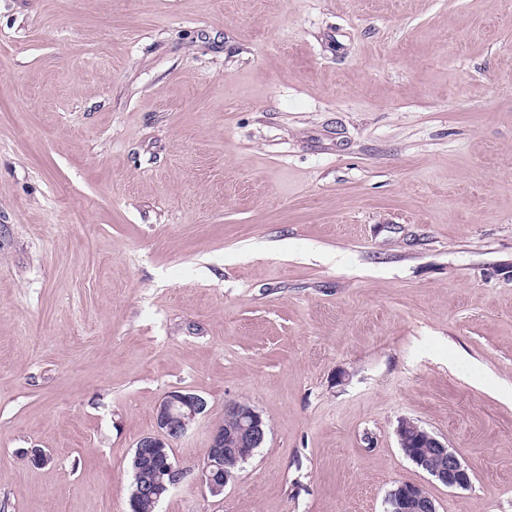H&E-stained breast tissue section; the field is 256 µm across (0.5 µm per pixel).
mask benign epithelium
Instances as JSON below:
<instances>
[{
    "instance_id": "obj_1",
    "label": "benign epithelium",
    "mask_w": 512,
    "mask_h": 512,
    "mask_svg": "<svg viewBox=\"0 0 512 512\" xmlns=\"http://www.w3.org/2000/svg\"><path fill=\"white\" fill-rule=\"evenodd\" d=\"M206 400L189 390L168 391L154 410L155 432L142 437L136 444L131 466L134 469L135 488L130 496V508L137 507L145 494L160 498L184 477L165 452L173 440L184 436L192 424L205 413ZM224 425H216L211 434L207 458L200 466L201 480L213 496L224 493V487L236 477L227 469L224 459L230 457L245 462L253 451L266 440L267 429L262 415L247 404L234 403L224 409ZM399 443L413 435L422 448L429 449L434 462L424 464L426 472L448 488L470 485L469 469L448 445L411 421L400 423ZM387 504L392 512H438L435 501L421 492V487L402 482L390 491Z\"/></svg>"
}]
</instances>
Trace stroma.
<instances>
[{"mask_svg": "<svg viewBox=\"0 0 512 512\" xmlns=\"http://www.w3.org/2000/svg\"><path fill=\"white\" fill-rule=\"evenodd\" d=\"M175 388L157 512H512V0H0V512H130ZM206 400L186 389L168 391L160 400L154 410L155 432L142 437L136 444L131 466L134 469L135 488L130 496V508L133 512H156L159 499L184 477L183 469L177 467L169 458V444L184 436L192 424L205 413ZM158 455L162 458L160 467L154 466L151 470H144V459L154 460ZM148 494L149 496H144ZM141 498V499H140ZM140 499V500H139ZM139 500V502H138ZM234 419V423L227 422ZM267 429L262 415L247 404L225 406L224 425H216L211 434L207 458L200 466L201 480L212 496L222 495L224 487L236 477L227 469L224 457L246 462L266 440ZM400 447L405 440L414 435L418 438L419 448H431L429 456L435 461L427 464L418 461L426 468V472L436 481L449 488H465L470 485L471 478L469 469L464 465L456 454L448 448L446 443L440 441L437 437L429 433L427 430L411 421H402L397 430ZM411 437V442L416 443V438ZM418 485L402 482L390 491L386 503L391 508L388 512H438L435 501L421 492Z\"/></svg>", "mask_w": 512, "mask_h": 512, "instance_id": "35a3bbf8", "label": "stroma"}]
</instances>
